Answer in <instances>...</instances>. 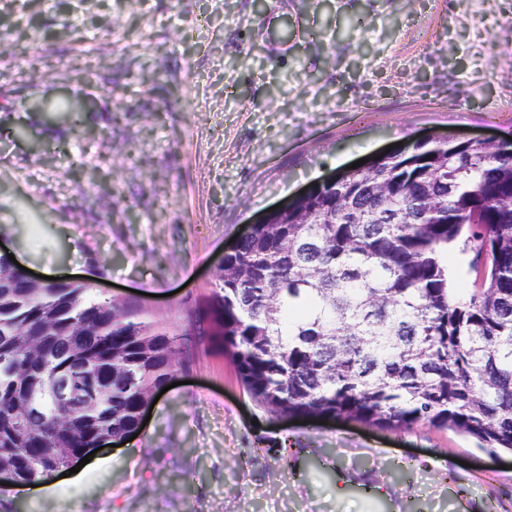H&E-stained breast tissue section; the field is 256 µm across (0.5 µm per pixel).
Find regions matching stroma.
I'll return each instance as SVG.
<instances>
[{
    "label": "stroma",
    "mask_w": 512,
    "mask_h": 512,
    "mask_svg": "<svg viewBox=\"0 0 512 512\" xmlns=\"http://www.w3.org/2000/svg\"><path fill=\"white\" fill-rule=\"evenodd\" d=\"M1 49L23 66L0 67L19 131L0 138V244L139 299L190 364L107 471L24 501L2 487L0 512H512L511 454L425 421L283 416L213 322L223 255L269 208L397 142L512 136V0H0ZM67 90L96 103L47 122L38 104Z\"/></svg>",
    "instance_id": "stroma-1"
}]
</instances>
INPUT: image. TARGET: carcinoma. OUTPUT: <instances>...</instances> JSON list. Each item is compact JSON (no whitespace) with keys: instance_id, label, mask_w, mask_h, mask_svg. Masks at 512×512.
<instances>
[{"instance_id":"carcinoma-1","label":"carcinoma","mask_w":512,"mask_h":512,"mask_svg":"<svg viewBox=\"0 0 512 512\" xmlns=\"http://www.w3.org/2000/svg\"><path fill=\"white\" fill-rule=\"evenodd\" d=\"M314 185L224 257L215 321L246 391L288 416L390 431L420 421L512 453V142L417 147ZM470 252L471 288L448 251ZM181 334L90 283L31 291L0 256V469L30 483L75 466L104 428H139L175 378ZM112 372L92 414L65 423L45 369ZM468 262V255L462 254L459 250L448 253V266L453 273V288L459 291H467L470 288V278L463 272V268Z\"/></svg>"}]
</instances>
